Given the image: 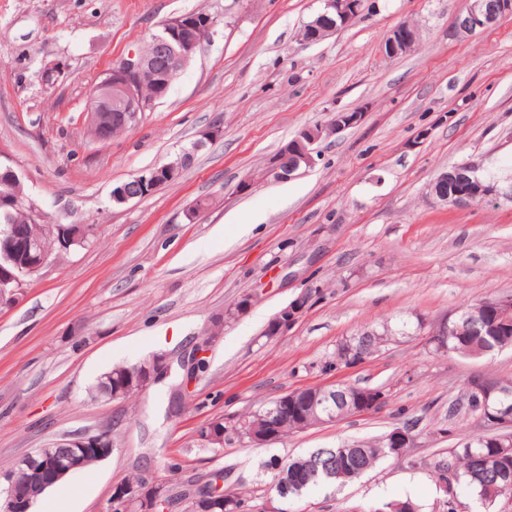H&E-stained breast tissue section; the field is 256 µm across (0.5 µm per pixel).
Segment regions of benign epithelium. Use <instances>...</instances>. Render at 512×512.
<instances>
[{"label": "benign epithelium", "instance_id": "benign-epithelium-1", "mask_svg": "<svg viewBox=\"0 0 512 512\" xmlns=\"http://www.w3.org/2000/svg\"><path fill=\"white\" fill-rule=\"evenodd\" d=\"M325 11L306 23L300 31V39L306 44L326 40L337 30L354 23L363 12L364 0H324ZM512 14V0H469L466 12L456 17L453 34L472 35L497 24L498 19ZM215 21L204 12H189L169 20L163 34L152 37L151 50H132L113 65L112 70L97 84L86 109L87 121L94 135L101 140H110L116 133L129 130L137 120L138 113L152 107L165 94L183 65L200 50ZM419 42V28L403 22L389 31L384 40V52L396 57L410 51ZM362 119L359 112L338 111L326 123L303 128L294 138L288 153L278 156L270 174L278 180L294 176L301 165L308 167L315 163L311 146L323 138L338 134L357 124ZM190 160L183 155L178 160L138 174L114 188L112 200L117 204L152 195L165 182L175 181L182 172V166ZM480 166L468 163L465 169L456 166L440 173L431 186L430 196L447 206H463L489 200L512 201V190L501 188L495 183L482 179ZM449 190H444V187ZM27 207L36 218L39 212L25 205V197L10 190L0 192V209ZM59 249L68 251L81 246L87 233L70 235L66 227L57 224ZM51 263V254L39 247V242L26 234L22 224H10L0 233V306L11 308L23 296L22 277L38 275ZM309 301L301 296L284 306L274 318V332H283L288 324L296 321ZM487 310L494 312L496 319L505 324L512 320V300L495 298L485 303ZM449 319L426 324V336L438 343L448 336ZM224 323L214 326L210 337L196 345L192 358L184 365L185 377L178 388V400L194 396L199 379V363L207 362L210 339L222 333ZM169 366L162 357L153 356L127 369L126 375L138 382V388L146 391L159 376L168 374ZM126 388H112V374L99 378L91 390L96 401L122 399ZM499 392V387L488 377L477 375L468 380L464 394L468 397L488 401ZM385 395L379 389L350 385L339 389L320 388L313 393L298 389L278 397L270 415L282 422L295 421L294 429H309L317 424H327L342 418L346 413H363L384 406ZM497 429V434L512 437V410L486 409L478 416ZM222 420H211L198 430L203 446L213 448L224 445V430L218 428ZM284 425L243 424L244 437L241 442L249 447H262L282 436ZM390 448H410L415 436L400 426L386 434ZM114 451L111 428L106 426L93 433L75 437H61L47 443L35 452L14 462L8 473L0 472V512H32L38 498L70 473L82 468L90 457L103 461ZM29 471L36 476V482H20L16 474ZM137 501L142 512H174L186 502L180 492L170 483L159 480L151 484L127 485L119 483L114 487L107 512L117 503Z\"/></svg>", "mask_w": 512, "mask_h": 512}]
</instances>
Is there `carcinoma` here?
<instances>
[{"instance_id": "1", "label": "carcinoma", "mask_w": 512, "mask_h": 512, "mask_svg": "<svg viewBox=\"0 0 512 512\" xmlns=\"http://www.w3.org/2000/svg\"><path fill=\"white\" fill-rule=\"evenodd\" d=\"M9 224H26L32 233L38 235L46 250L58 256L57 244L48 228L37 222L28 211H13L6 215L0 210V232ZM483 309V302L468 305L457 316L453 317L448 329L447 347L449 354H476L482 356L494 351L512 349V322L497 336H484L476 325L468 320V315ZM378 336L365 344L360 337H351L336 346L328 367H356L392 341L395 331L383 325L376 328ZM405 452L403 448H389L383 437L357 441L353 449L343 455L339 448H316L309 453L288 458L282 461H271L268 468L273 470L272 490L278 495H295L281 489L282 474L290 471L297 464L307 465L311 469V480L306 489L323 487L328 484L348 483L373 470L385 460L396 461ZM350 467L354 476L344 479L339 473ZM431 474L438 483H445L443 489L446 512H456L457 492L468 491L476 496L481 505L490 510L506 500L512 502V489L506 491L507 483H512V451L503 456L491 437H480L476 434L448 449L447 455L437 460ZM224 496L219 499H206L200 493L197 498L188 502V512H233L234 507H241V512H249V500L243 494L228 488L223 489Z\"/></svg>"}]
</instances>
